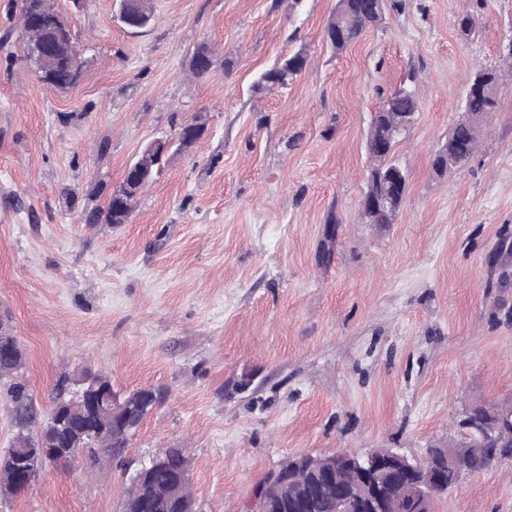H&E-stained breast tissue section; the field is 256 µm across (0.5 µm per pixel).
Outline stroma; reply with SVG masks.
<instances>
[{"mask_svg":"<svg viewBox=\"0 0 512 512\" xmlns=\"http://www.w3.org/2000/svg\"><path fill=\"white\" fill-rule=\"evenodd\" d=\"M53 3L83 63L65 90L33 75L21 2L0 0V318L25 353L0 379V452L13 382L41 418L86 367L167 395L122 462L48 468L0 512H123L129 475L169 448L197 512H247L289 456L422 458L463 440L467 412L512 403V81L469 160L431 169L470 76L512 65V0H399L340 53L336 0H151L137 34L114 0ZM201 45L215 64L198 77ZM297 52L288 89L257 88ZM409 75L418 112L393 155L406 198L394 223L366 224V133ZM192 121L201 138L127 223H81L147 143ZM435 512H512V464Z\"/></svg>","mask_w":512,"mask_h":512,"instance_id":"1","label":"stroma"}]
</instances>
